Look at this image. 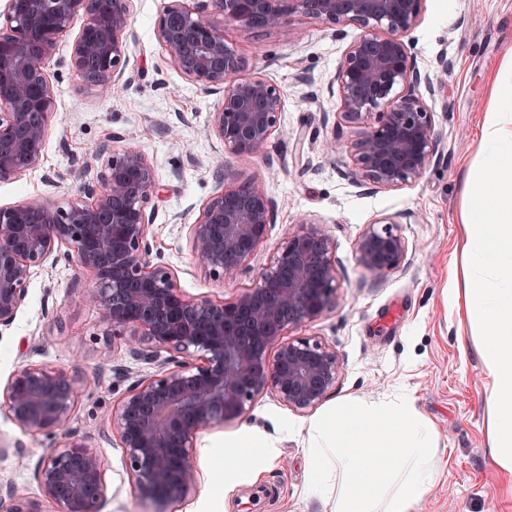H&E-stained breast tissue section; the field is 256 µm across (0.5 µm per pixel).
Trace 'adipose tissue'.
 I'll use <instances>...</instances> for the list:
<instances>
[{
    "label": "adipose tissue",
    "mask_w": 512,
    "mask_h": 512,
    "mask_svg": "<svg viewBox=\"0 0 512 512\" xmlns=\"http://www.w3.org/2000/svg\"><path fill=\"white\" fill-rule=\"evenodd\" d=\"M493 110L479 142L478 166L464 182L465 319L482 336L491 379L489 455L512 480V75L495 79Z\"/></svg>",
    "instance_id": "obj_1"
}]
</instances>
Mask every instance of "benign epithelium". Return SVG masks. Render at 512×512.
<instances>
[{"label":"benign epithelium","mask_w":512,"mask_h":512,"mask_svg":"<svg viewBox=\"0 0 512 512\" xmlns=\"http://www.w3.org/2000/svg\"><path fill=\"white\" fill-rule=\"evenodd\" d=\"M424 0H200L190 10L171 0L158 36L172 65L224 99L208 132L233 153H260L279 129L280 88L260 74L245 75L244 60L224 42L214 17L269 31L297 14L362 33L346 50L335 76L338 122L363 128L348 144L323 141L329 159L349 155L345 175L371 190L422 176L436 153L433 112L425 97L445 84L451 62L439 56L420 72L404 38L419 22ZM131 0H6L0 26V181L39 168L55 92L45 69L56 39L83 17L70 65L102 97L127 85L124 33ZM153 163L138 150L108 157L93 182L64 209L38 197L0 206V335L25 304L33 268L52 261L92 271L86 301L101 313L107 336H145L176 357L157 374L131 383L102 422L116 431L126 470L140 495L153 502L185 500L199 480L196 441L214 425L241 417L263 392L297 412L319 406L336 389L341 364L321 341L282 342L286 329L315 320L336 299L333 242L322 225L303 222L288 233L256 283L233 300L190 298L163 261L150 259L148 200L159 194ZM278 204L256 180L224 187L191 225L194 261L218 279L234 275L264 242ZM406 250L392 219L360 237L357 256L374 280L398 265ZM13 418L33 431L64 426L82 396L62 369L26 364L0 391ZM17 465L33 468L42 499L5 482L8 512H101L106 464L84 441L70 439L35 465L23 449Z\"/></svg>","instance_id":"benign-epithelium-1"}]
</instances>
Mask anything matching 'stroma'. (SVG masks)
Segmentation results:
<instances>
[{
  "instance_id": "1",
  "label": "stroma",
  "mask_w": 512,
  "mask_h": 512,
  "mask_svg": "<svg viewBox=\"0 0 512 512\" xmlns=\"http://www.w3.org/2000/svg\"><path fill=\"white\" fill-rule=\"evenodd\" d=\"M170 0H132L125 32L128 86L99 97L69 65L81 19L56 40L46 75L56 95L40 167L21 179L0 182V205L46 197L60 207L95 180L92 161L103 148H135L153 163L166 190L146 206L153 217L148 243L178 288L194 298L232 300L254 285L289 230L304 220L323 225L334 242L335 302L314 321L286 329L285 339L314 338L333 349L343 368L333 393L299 413L275 395L260 394L241 417L204 430L197 443L198 490L171 512H333L328 497L309 488L308 429L337 402L406 395L436 430L440 481L416 512H512V495L489 456L490 379L481 360L482 339L461 325L457 291L462 270L464 175L477 164V146L494 77L512 68V0H424L419 23L405 41L419 69L447 55L453 67L444 89L429 100L436 154L415 182L368 190L344 175L346 155L323 158V140L342 142L359 129L325 123L340 98L327 87L355 26H334L297 15L287 28L258 32L216 16L225 43L248 71L265 76L284 94L281 133L266 149L240 157L206 126L221 92L204 88L178 70L158 37ZM256 178L278 200L265 241L238 273L217 280L191 256L189 226L225 183ZM395 218L406 242L399 265L374 282L356 258L369 225ZM90 270L64 262L37 268L28 296L10 330L0 334V384L19 367L60 368L80 380L82 396L61 428L32 432L9 413L0 397V478L39 489L16 464L15 448L39 459L70 438L96 448L106 462L103 512H150L126 470V453L102 415L116 406L131 380L157 373L171 353L154 363L137 358L128 337L102 335L100 312L85 291ZM262 440L276 450L252 472H232V441Z\"/></svg>"
}]
</instances>
